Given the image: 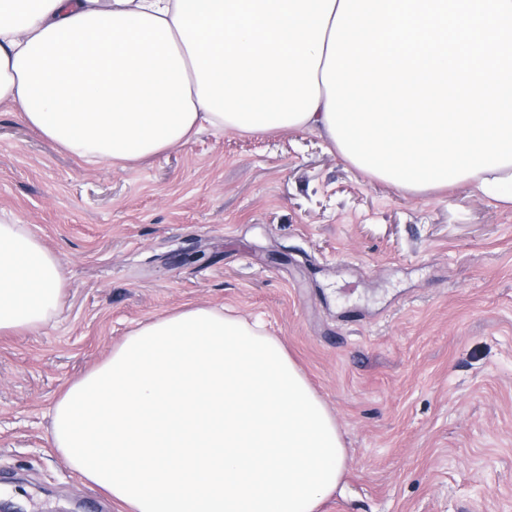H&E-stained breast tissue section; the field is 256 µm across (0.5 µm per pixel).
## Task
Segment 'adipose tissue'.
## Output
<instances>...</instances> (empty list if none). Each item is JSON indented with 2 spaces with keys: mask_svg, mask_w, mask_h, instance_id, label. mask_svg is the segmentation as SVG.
I'll return each instance as SVG.
<instances>
[{
  "mask_svg": "<svg viewBox=\"0 0 512 512\" xmlns=\"http://www.w3.org/2000/svg\"><path fill=\"white\" fill-rule=\"evenodd\" d=\"M340 0H0V103L91 165L216 131L328 134ZM64 265L0 224V333L61 306ZM52 446L119 512H320L347 466L336 419L261 323L194 306L139 323L70 383Z\"/></svg>",
  "mask_w": 512,
  "mask_h": 512,
  "instance_id": "ef3b65f1",
  "label": "adipose tissue"
}]
</instances>
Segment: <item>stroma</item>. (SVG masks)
<instances>
[{
  "mask_svg": "<svg viewBox=\"0 0 512 512\" xmlns=\"http://www.w3.org/2000/svg\"><path fill=\"white\" fill-rule=\"evenodd\" d=\"M0 223L66 265L61 310L0 334V512H117L48 411L137 323L230 306L279 337L348 457L321 512H512V206L415 195L308 130L200 132L127 170L0 104Z\"/></svg>",
  "mask_w": 512,
  "mask_h": 512,
  "instance_id": "obj_1",
  "label": "stroma"
}]
</instances>
